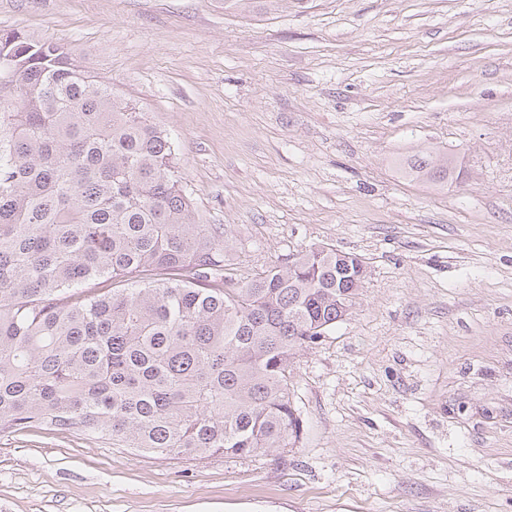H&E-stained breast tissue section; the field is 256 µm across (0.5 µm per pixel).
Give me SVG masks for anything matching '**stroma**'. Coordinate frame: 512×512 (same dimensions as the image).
<instances>
[{
  "mask_svg": "<svg viewBox=\"0 0 512 512\" xmlns=\"http://www.w3.org/2000/svg\"><path fill=\"white\" fill-rule=\"evenodd\" d=\"M172 135L244 280L358 255L296 446L203 460L0 436V512H512V0H0ZM447 154L444 185L402 160Z\"/></svg>",
  "mask_w": 512,
  "mask_h": 512,
  "instance_id": "obj_1",
  "label": "stroma"
}]
</instances>
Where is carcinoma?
I'll use <instances>...</instances> for the list:
<instances>
[{"instance_id": "cac0c4a2", "label": "carcinoma", "mask_w": 512, "mask_h": 512, "mask_svg": "<svg viewBox=\"0 0 512 512\" xmlns=\"http://www.w3.org/2000/svg\"><path fill=\"white\" fill-rule=\"evenodd\" d=\"M402 167L454 176L444 154ZM226 248L166 129L64 47L0 30V435L194 460L296 444L293 360L349 315L365 261L313 247L238 281Z\"/></svg>"}]
</instances>
